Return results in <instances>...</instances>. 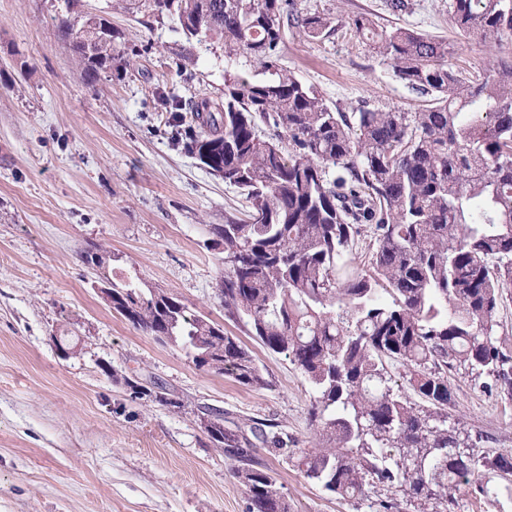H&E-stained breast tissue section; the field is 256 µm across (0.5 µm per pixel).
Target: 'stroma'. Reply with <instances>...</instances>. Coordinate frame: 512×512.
Segmentation results:
<instances>
[{
    "mask_svg": "<svg viewBox=\"0 0 512 512\" xmlns=\"http://www.w3.org/2000/svg\"><path fill=\"white\" fill-rule=\"evenodd\" d=\"M290 0L319 12L331 30L308 39L287 30L281 66L341 112L369 105L413 112L424 105L396 81L355 16L445 38L455 67L512 65V39L486 45L460 35L449 0ZM107 15L119 37L112 66L88 80L58 20L64 0H0V512H246L236 464L215 448L197 415L255 419L287 433L283 450L258 449L292 512H369L322 491L295 454L317 445L311 388L284 358L224 318L216 291L222 264L206 249L211 225L243 213L237 189L209 174L172 138L164 93L220 100L224 78L260 66L223 48L187 41L166 17L132 15L112 0H81ZM106 248L144 287L180 299L223 325L272 382L254 389L200 370L177 345L136 329L100 298L81 258ZM74 348L62 357L56 338ZM163 385L183 408L136 394L126 379ZM448 424L480 450L512 451V403L449 376Z\"/></svg>",
    "mask_w": 512,
    "mask_h": 512,
    "instance_id": "1",
    "label": "stroma"
}]
</instances>
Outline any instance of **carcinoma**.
<instances>
[{"instance_id": "carcinoma-1", "label": "carcinoma", "mask_w": 512, "mask_h": 512, "mask_svg": "<svg viewBox=\"0 0 512 512\" xmlns=\"http://www.w3.org/2000/svg\"><path fill=\"white\" fill-rule=\"evenodd\" d=\"M113 9L171 17L188 39L224 45L263 66L264 77L224 78V100L201 94L185 151L249 203L211 228L222 268L224 317L284 357L312 390L310 419L321 446L299 449L306 477L374 512H448V488L486 499L499 489L479 473L512 474V451L490 455L448 428V373L512 401V342L493 337L512 298V66L469 72L448 62V41L406 28L379 31L366 16L352 28L393 77L429 99L416 112L333 110L279 66L287 28L316 39L330 27L288 0H115ZM454 25L489 45L512 39V0H451ZM87 74L112 65L116 32L100 15L62 21ZM262 213L258 224L254 211ZM112 288L115 311L194 365L239 384L272 386L237 337L181 300L114 281L111 254L81 253ZM422 401L394 392L390 367ZM255 421L216 425L213 445L236 462L247 512H290L257 445L288 446V434Z\"/></svg>"}]
</instances>
